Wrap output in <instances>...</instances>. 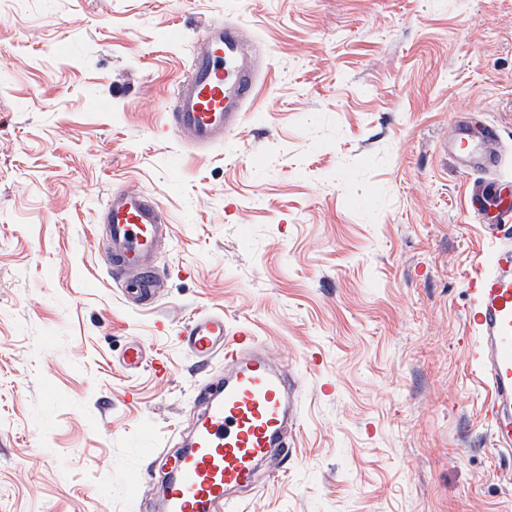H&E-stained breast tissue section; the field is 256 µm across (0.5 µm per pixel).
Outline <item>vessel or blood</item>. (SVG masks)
<instances>
[{
	"mask_svg": "<svg viewBox=\"0 0 512 512\" xmlns=\"http://www.w3.org/2000/svg\"><path fill=\"white\" fill-rule=\"evenodd\" d=\"M258 80L242 28L209 23L174 87L170 126L195 150L222 146L241 124ZM501 135L474 119L458 125L449 146L459 170L481 173L469 191L473 216L491 231L486 251L467 278L471 373L486 392L482 421L499 454L512 456V183L502 180ZM103 260L126 303L139 309L160 300L158 257L172 235L160 203L142 189L119 188L107 198ZM179 342L205 362L222 360L223 376L195 397L198 414L177 456L150 448L165 463L160 512H228L259 488V470H280L293 447L301 386L278 366L250 323L230 325L203 311L183 327Z\"/></svg>",
	"mask_w": 512,
	"mask_h": 512,
	"instance_id": "obj_1",
	"label": "vessel or blood"
}]
</instances>
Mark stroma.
Masks as SVG:
<instances>
[{"instance_id": "obj_1", "label": "stroma", "mask_w": 512, "mask_h": 512, "mask_svg": "<svg viewBox=\"0 0 512 512\" xmlns=\"http://www.w3.org/2000/svg\"><path fill=\"white\" fill-rule=\"evenodd\" d=\"M225 19L268 54L242 126L193 153L166 112ZM471 113L512 148V0H10L0 512H142V449L189 426L205 380L177 339L203 309L252 322L302 385L286 467L236 512H512L466 366L485 235L448 141ZM124 186L174 226L156 312L98 255Z\"/></svg>"}]
</instances>
